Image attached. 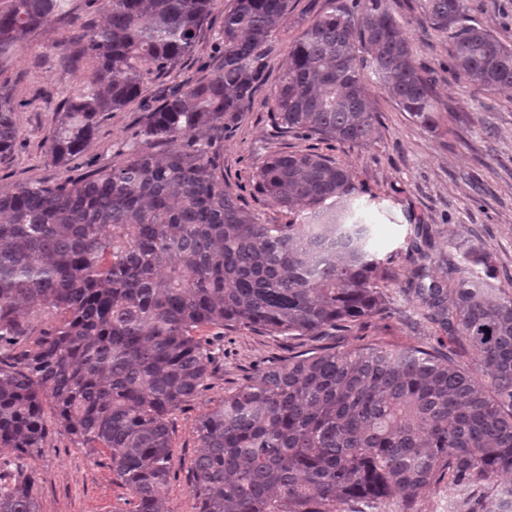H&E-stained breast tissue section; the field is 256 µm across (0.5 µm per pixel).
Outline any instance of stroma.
Wrapping results in <instances>:
<instances>
[{"instance_id": "stroma-1", "label": "stroma", "mask_w": 512, "mask_h": 512, "mask_svg": "<svg viewBox=\"0 0 512 512\" xmlns=\"http://www.w3.org/2000/svg\"><path fill=\"white\" fill-rule=\"evenodd\" d=\"M230 3L218 0L192 54L174 68L148 76L137 101L105 117L84 150L61 167L48 153L46 139L57 123L67 89L83 74L56 67L57 48L77 31L82 18L100 19L102 8L100 0H66L62 13L30 38L27 50L7 70V85L18 106L20 137L14 150L0 158V190L52 184L105 166H121L133 145L164 153L166 144L142 136L144 118L160 106L164 91L213 73L219 62L216 34ZM390 4L404 34L417 45L419 58L436 73L441 108L437 129L420 127L380 90L367 68L363 79L380 120L379 135L372 143L357 146L276 132L266 96L286 66L289 41L327 6V0H292L252 105L231 130L212 133L215 161L243 207L265 223L284 224L287 214L258 191L255 167L276 153H319L351 171L361 190L358 203L372 226L371 249L377 257L391 255L396 263H404L413 229L421 224L434 257L430 278L459 279L461 269H448L444 260L453 245L464 244L489 252L496 284L512 290V88L484 95L449 79L448 44L420 24L421 0H390ZM467 9L474 23L512 43V0H467ZM371 342L390 348L449 346L447 335L425 319L421 299L403 282L391 289L385 314L336 339L342 348ZM223 345L224 353L211 367L199 395L169 417L171 475L164 490L168 512H197L191 483L202 416L270 361L310 347L306 341L290 347L276 337L243 328L225 331ZM44 419L47 436L41 452L20 458L7 455L0 460V479L33 474L40 512H127L130 495L113 474L107 451L79 443L58 426L52 408H45Z\"/></svg>"}]
</instances>
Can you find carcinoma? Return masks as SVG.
<instances>
[{"label": "carcinoma", "mask_w": 512, "mask_h": 512, "mask_svg": "<svg viewBox=\"0 0 512 512\" xmlns=\"http://www.w3.org/2000/svg\"><path fill=\"white\" fill-rule=\"evenodd\" d=\"M217 0H103L106 22L81 26L59 56L86 70L48 137L62 166L98 123L134 102L147 76L195 49ZM288 50L267 97L282 132L366 145L379 118L361 69L422 127L440 112L432 70L418 62L389 0H329ZM64 0H0V76ZM291 0H233L214 73L163 96L142 127L181 142L155 156L54 185L0 192V451L43 448L44 397L57 424L109 451L130 512H167L169 416L196 397L219 346L205 328L323 340L387 311L407 276L436 323L476 355L483 377L451 352L371 343L323 346L262 369L205 413L191 491L198 512H346L367 502L413 512L448 478L470 509L493 492L512 512V293L492 282L493 257L458 247L467 276L425 283L433 261L415 226L408 266L371 252L372 230L349 170L316 152L274 154L258 190L293 213L266 224L224 185L207 132L230 129L264 80ZM421 22L448 41V73L482 94L512 87V45L470 23L466 0H421ZM17 108L0 84V156L14 147ZM453 301H448V291ZM56 323L18 351L22 318ZM0 512H39L33 476L0 484Z\"/></svg>", "instance_id": "cac0c4a2"}]
</instances>
